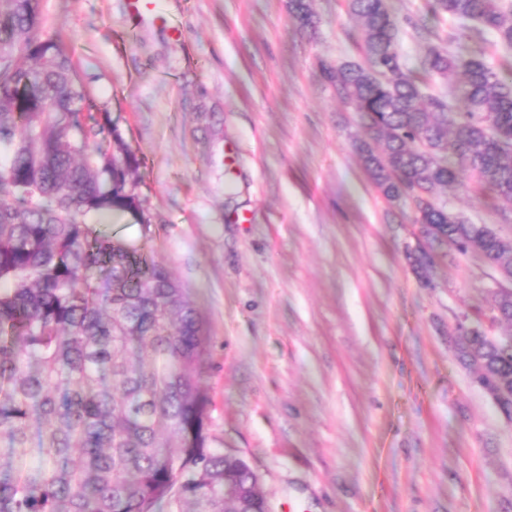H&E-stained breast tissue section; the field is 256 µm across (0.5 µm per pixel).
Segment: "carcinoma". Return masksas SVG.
<instances>
[{"instance_id": "obj_1", "label": "carcinoma", "mask_w": 512, "mask_h": 512, "mask_svg": "<svg viewBox=\"0 0 512 512\" xmlns=\"http://www.w3.org/2000/svg\"><path fill=\"white\" fill-rule=\"evenodd\" d=\"M315 24L310 0H289ZM448 40L386 0H348L364 61L320 66L375 141L364 165L390 201L413 200L426 238L512 274V242L433 201L461 182L512 204V81L484 60L485 34L512 46V3L428 0ZM427 34L419 65L402 57V25ZM448 81L460 106L426 92ZM141 160L97 107L57 37L41 30L37 0H0V512H263L266 499L235 456L208 446L209 401L198 378L205 331L183 289L152 257L112 241L90 216L150 223ZM494 318L512 323V291ZM457 343L486 391L512 387V346L480 320ZM38 423L32 433L31 422ZM37 447L39 471L27 459ZM229 490H224V481Z\"/></svg>"}]
</instances>
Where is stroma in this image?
I'll return each instance as SVG.
<instances>
[{
  "label": "stroma",
  "instance_id": "1",
  "mask_svg": "<svg viewBox=\"0 0 512 512\" xmlns=\"http://www.w3.org/2000/svg\"><path fill=\"white\" fill-rule=\"evenodd\" d=\"M142 161L149 223L103 229L165 265L208 336L210 445L243 458L272 512H512V420L456 360L457 323L491 312L498 271L387 200L359 112L320 61L360 60L346 0H38ZM512 241V204L435 197Z\"/></svg>",
  "mask_w": 512,
  "mask_h": 512
}]
</instances>
